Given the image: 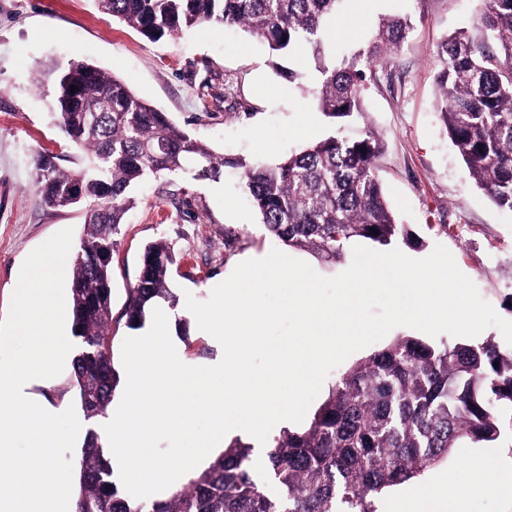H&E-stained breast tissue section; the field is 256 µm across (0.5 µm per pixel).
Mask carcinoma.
Wrapping results in <instances>:
<instances>
[{
  "label": "carcinoma",
  "instance_id": "obj_1",
  "mask_svg": "<svg viewBox=\"0 0 512 512\" xmlns=\"http://www.w3.org/2000/svg\"><path fill=\"white\" fill-rule=\"evenodd\" d=\"M349 2L97 0L105 17L151 42L196 27L240 28L265 43L275 68L284 52L307 43L321 75L314 103L335 134L275 165L218 156L112 74L80 61L60 72L54 119L88 163L69 174L43 154L35 186L46 207L78 204L84 213L70 306L78 343L73 384L87 419L107 416L119 384L112 249L133 208L131 192L145 179L190 173L216 180L226 168L240 169L266 231L328 265L342 262L354 240L389 247L405 235L382 190L383 142L365 122L363 101L377 67L393 63L414 19L382 17L364 49L328 63L321 27ZM481 29L478 42L457 30L438 46L436 109L475 184L512 212V0H486ZM175 263L167 241L146 245L127 298L128 328L144 327L162 303L177 307L170 288ZM500 441L512 444V349L491 339L430 345L401 336L351 366L307 428L274 437L263 470L251 446L236 440L161 501L132 500L113 480L100 434L89 429L76 512H378L386 490L411 483L453 449Z\"/></svg>",
  "mask_w": 512,
  "mask_h": 512
}]
</instances>
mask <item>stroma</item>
I'll return each instance as SVG.
<instances>
[{
    "label": "stroma",
    "mask_w": 512,
    "mask_h": 512,
    "mask_svg": "<svg viewBox=\"0 0 512 512\" xmlns=\"http://www.w3.org/2000/svg\"><path fill=\"white\" fill-rule=\"evenodd\" d=\"M420 9L394 66L379 72L365 93L369 123L384 153L379 177L385 196L412 237L396 248L415 256L444 245L458 269L497 313L512 320V213L498 208L470 178L445 133L435 106L436 49L457 29L479 35L484 0H357L321 31L328 61L368 41L383 14ZM83 61L111 73L219 154L274 164L333 132L314 105L318 74L308 45L268 64L262 40L238 29L193 28L152 43L124 22L104 18L96 0H0V321L27 256L58 231L83 233L80 210L47 209L34 185L37 154L78 171L81 150L66 142L51 119L55 83L49 73ZM45 80H38V71ZM112 252V336H130L123 310L136 282L144 247L165 239L178 262L176 294L206 300L214 285L254 255L286 249L325 277L343 272L309 252L284 248L260 223L239 171L220 180L151 178ZM185 320L184 359L204 364L221 356L185 305L170 312Z\"/></svg>",
    "instance_id": "1"
}]
</instances>
